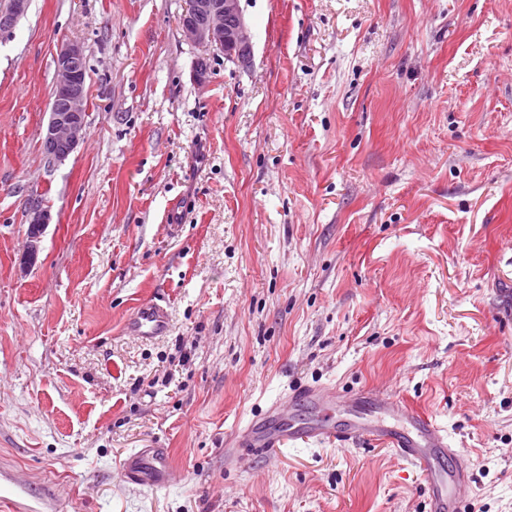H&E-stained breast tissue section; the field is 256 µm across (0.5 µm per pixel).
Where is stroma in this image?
<instances>
[{"label":"stroma","mask_w":512,"mask_h":512,"mask_svg":"<svg viewBox=\"0 0 512 512\" xmlns=\"http://www.w3.org/2000/svg\"><path fill=\"white\" fill-rule=\"evenodd\" d=\"M239 6L245 67L186 0H29L0 40V512H429L382 443L234 448L298 385L404 399L465 512H512V0ZM69 41L90 93L55 165ZM148 299L158 339L125 331ZM138 448L170 486L123 480ZM85 50L80 43L67 42L61 46L55 58V88L51 107L65 112L50 111L43 132L42 144L52 163H62L77 149L86 124V102L89 93L87 77L81 65ZM86 67V59L83 62ZM87 69V67H86ZM48 213L37 203L33 204L29 208V224H30V234H29V245L28 251L34 254L37 251V243L42 233L45 225L48 223ZM120 471L128 484L162 489L174 479V469L166 448H141L129 453L122 461Z\"/></svg>","instance_id":"1"}]
</instances>
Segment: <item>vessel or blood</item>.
Listing matches in <instances>:
<instances>
[{
    "label": "vessel or blood",
    "instance_id": "vessel-or-blood-1",
    "mask_svg": "<svg viewBox=\"0 0 512 512\" xmlns=\"http://www.w3.org/2000/svg\"><path fill=\"white\" fill-rule=\"evenodd\" d=\"M167 328V311L154 301L141 302L127 323L128 331L142 338L163 335ZM337 402L336 391L332 388L294 390L288 394L284 407H270L263 415L252 419L242 431L241 441L259 450L306 442L332 433L343 441L377 436L429 472L430 512H463L464 497L471 484L470 467L461 460L453 468H444L443 461L450 452L448 437L434 420L403 401L370 393L350 397L348 404L355 408L360 403H369L379 413L376 420L369 422L356 415L337 424L330 415ZM301 404L312 406L314 416L303 422L288 418V410ZM120 471L126 483L146 489L165 488L174 479L170 454L165 448H142L129 453Z\"/></svg>",
    "mask_w": 512,
    "mask_h": 512
}]
</instances>
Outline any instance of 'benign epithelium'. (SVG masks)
Wrapping results in <instances>:
<instances>
[{
    "instance_id": "7a95c632",
    "label": "benign epithelium",
    "mask_w": 512,
    "mask_h": 512,
    "mask_svg": "<svg viewBox=\"0 0 512 512\" xmlns=\"http://www.w3.org/2000/svg\"><path fill=\"white\" fill-rule=\"evenodd\" d=\"M179 17L182 30L205 50H217L224 59L247 65L252 57V42L239 8V0H186ZM28 0H10L8 11L0 13V38L12 33L15 18L26 13ZM85 55L78 42L61 46L55 58V88L67 101L64 112L51 110L43 132L42 144L52 163H62L77 149L86 124L89 93L87 77L81 65ZM28 251L35 253L48 213L38 204L29 208Z\"/></svg>"
}]
</instances>
